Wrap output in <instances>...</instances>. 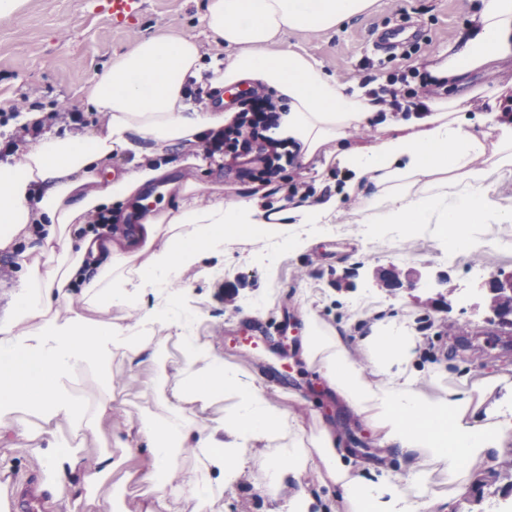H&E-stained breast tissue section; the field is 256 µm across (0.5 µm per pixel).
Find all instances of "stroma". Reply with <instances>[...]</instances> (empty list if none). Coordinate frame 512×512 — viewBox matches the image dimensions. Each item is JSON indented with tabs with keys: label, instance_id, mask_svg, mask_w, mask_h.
<instances>
[{
	"label": "stroma",
	"instance_id": "35a3bbf8",
	"mask_svg": "<svg viewBox=\"0 0 512 512\" xmlns=\"http://www.w3.org/2000/svg\"><path fill=\"white\" fill-rule=\"evenodd\" d=\"M475 5L476 0H374L367 11L334 29L291 32L277 47L308 53L343 83L384 81L389 73L434 59L454 44L466 32ZM204 8L205 0H140L136 12L116 26L109 0H17L15 11L0 14V113L25 97L51 112L64 108L83 113L85 131H92L100 123L99 113L85 104L93 74L139 39L184 35L198 40L207 57H223V48L206 32ZM392 25L421 28L417 52L388 55L375 50L379 29ZM449 93L462 98L467 108L492 97L511 101L512 61L471 71ZM188 180L204 184L198 198L202 206L211 195L228 196L252 185L248 176L234 170L179 166L141 189L144 207L123 205L124 225H139L154 210L176 208V186ZM341 207L334 230L314 236L304 249L243 235L226 245L223 254L201 253L184 273V305L196 314V336L226 362L252 372L258 386L290 417L308 430L314 429L316 418L329 423L339 440L338 452L356 474L387 471L404 483L410 477L408 459L383 447L379 435L307 366L305 312L314 310L324 325L350 337L365 335L377 314L407 318L421 338V370L440 368L475 380L507 378V385L490 399L511 408L512 329L497 323L479 286L491 275L512 273V250L497 246L499 239H512V222L470 225L480 248L451 263L443 258L448 241L440 225H424L419 235L399 239L367 231L351 199H342ZM392 266L403 274H421L422 288L390 290L378 274ZM228 288L237 292L231 307L218 297ZM247 325L261 327L265 341L253 348L242 344L239 336ZM150 374L149 363L131 369L116 358L107 377L81 374L73 384L83 397H98L105 388L112 392V411L98 438L87 440L86 446L91 460L105 448L123 457L113 476L123 486L121 512H144L147 501L143 477L149 459L128 430L152 408L147 397ZM117 436L126 439L127 449L116 448ZM2 475L39 477V464L23 441L0 442ZM263 478L258 467L246 466L237 483L225 490L221 512H288L287 494L271 498L263 491ZM465 482V492L451 502L449 512H502L512 502V437L488 459L473 463Z\"/></svg>",
	"mask_w": 512,
	"mask_h": 512
}]
</instances>
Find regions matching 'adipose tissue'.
<instances>
[{
	"instance_id": "obj_1",
	"label": "adipose tissue",
	"mask_w": 512,
	"mask_h": 512,
	"mask_svg": "<svg viewBox=\"0 0 512 512\" xmlns=\"http://www.w3.org/2000/svg\"><path fill=\"white\" fill-rule=\"evenodd\" d=\"M371 0H208L203 24L226 50L213 68L214 90L235 84L264 89L280 115L278 138L297 144V161L325 162L346 170L345 190L368 223L386 232L398 225L512 221L498 207L487 182L512 166V119L500 103L488 114L469 116L457 100L440 96L424 106L392 111L371 88L347 91L305 52H276L288 32L327 31L365 12ZM512 56V0H480L468 31L427 72L446 83ZM205 66L196 41L173 35L140 40L97 72L87 101L107 120L86 134L45 132L20 158L0 161V251L14 256L21 271L8 308L0 313V439L26 441L37 458L43 489L78 479L87 503L115 512L100 501L101 488L122 465L100 453L86 465L85 438L97 436L112 409L111 394L95 405L81 401L72 382L79 372L111 363L113 357L153 364L150 396L159 410L141 416L136 429L150 458L145 476L151 489L148 512H172L189 495L192 512H216L226 489L247 464L260 466L265 491L278 496L285 481L323 467L353 512H437L445 498L430 493L435 474L454 482L467 467L488 458L512 434V416L485 404L483 392L497 377L457 383L443 370L420 385L419 338L409 321L386 317L363 338L371 365H358L350 342L306 311L303 357L328 381L347 407L373 428L383 445L413 458L411 478L367 479L353 474L336 450L328 424L306 434L288 420L250 373L214 352L195 336L191 312L172 283L181 281L200 253L223 251L231 234L258 231L283 236L289 248L304 241L296 230H325L340 215L336 193L296 196L277 210L247 195L196 204L199 183L180 185L177 210L147 215L135 236L93 231L88 214L111 211L136 197L171 169L165 149L196 141L224 126L222 107L197 105L187 86ZM374 130L358 143L353 133ZM131 162L126 174L101 178L114 152ZM82 309H74L73 299ZM139 311L131 325L109 321L112 309ZM177 327L183 358L170 377L156 327ZM224 403L221 416L206 411ZM194 404L199 414H188ZM77 434L59 444L60 428ZM192 466L175 480L178 459Z\"/></svg>"
}]
</instances>
